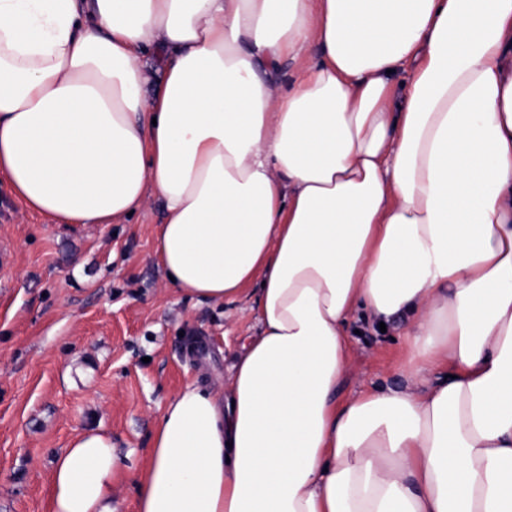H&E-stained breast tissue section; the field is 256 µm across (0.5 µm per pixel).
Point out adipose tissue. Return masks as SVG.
Masks as SVG:
<instances>
[{
	"mask_svg": "<svg viewBox=\"0 0 512 512\" xmlns=\"http://www.w3.org/2000/svg\"><path fill=\"white\" fill-rule=\"evenodd\" d=\"M0 177L55 224L160 199L167 283L254 295L138 512H512V0H0ZM357 315L407 317L410 385L340 403ZM119 467L80 433L49 512Z\"/></svg>",
	"mask_w": 512,
	"mask_h": 512,
	"instance_id": "ef3b65f1",
	"label": "adipose tissue"
}]
</instances>
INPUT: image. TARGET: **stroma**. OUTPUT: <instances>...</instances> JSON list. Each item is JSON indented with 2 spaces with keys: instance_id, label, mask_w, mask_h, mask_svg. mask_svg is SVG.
Returning <instances> with one entry per match:
<instances>
[{
  "instance_id": "stroma-1",
  "label": "stroma",
  "mask_w": 512,
  "mask_h": 512,
  "mask_svg": "<svg viewBox=\"0 0 512 512\" xmlns=\"http://www.w3.org/2000/svg\"><path fill=\"white\" fill-rule=\"evenodd\" d=\"M159 199L119 224H54L0 180V512H48L56 458L81 432L109 434L121 460L115 512H136L161 407L186 382L227 387L259 329L252 298L199 302L169 286L154 242ZM405 318L355 335L338 400L401 388Z\"/></svg>"
}]
</instances>
